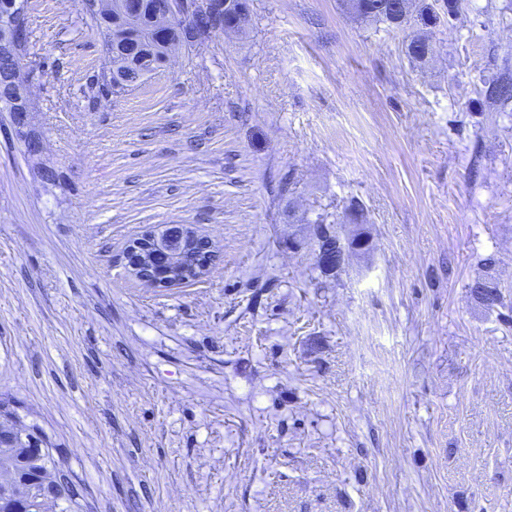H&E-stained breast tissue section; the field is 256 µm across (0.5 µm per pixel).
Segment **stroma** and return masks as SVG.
<instances>
[{"instance_id":"obj_1","label":"stroma","mask_w":512,"mask_h":512,"mask_svg":"<svg viewBox=\"0 0 512 512\" xmlns=\"http://www.w3.org/2000/svg\"><path fill=\"white\" fill-rule=\"evenodd\" d=\"M249 4L247 37L104 98L81 0H27L42 149L0 112V399L90 512H512V0L399 29ZM353 200L371 247L325 275L313 226ZM163 224L211 239L207 276L129 273ZM491 285V286H488ZM471 291L475 298L487 309H494L498 305L502 303V296L498 286L489 281L477 282L473 286H471ZM478 288H487L483 289L482 292L478 291Z\"/></svg>"}]
</instances>
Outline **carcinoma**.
<instances>
[{"instance_id": "obj_1", "label": "carcinoma", "mask_w": 512, "mask_h": 512, "mask_svg": "<svg viewBox=\"0 0 512 512\" xmlns=\"http://www.w3.org/2000/svg\"><path fill=\"white\" fill-rule=\"evenodd\" d=\"M390 0H366L356 15L367 21L394 22ZM487 309L502 304L488 281L472 286ZM84 492L64 451L36 425L24 429L0 424V512H84Z\"/></svg>"}]
</instances>
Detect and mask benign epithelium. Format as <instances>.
I'll use <instances>...</instances> for the list:
<instances>
[{
	"mask_svg": "<svg viewBox=\"0 0 512 512\" xmlns=\"http://www.w3.org/2000/svg\"><path fill=\"white\" fill-rule=\"evenodd\" d=\"M88 6L93 14L111 18L114 29L139 31L134 50L115 37L106 43L110 67L103 79L119 90L130 88L150 74L143 66L149 53H163V63L167 64L181 51L198 44L195 28L200 20L233 8L234 0H90ZM23 16L24 0H0V64L12 73L9 84L0 90V109L9 112L19 125L30 114V85L21 69L27 49ZM196 236L190 224H168L138 235L126 248L130 273L153 288H171L201 278L213 260L205 257L191 265L186 263ZM368 246L361 235L338 236L332 250H319L318 260L323 269L337 273L348 253L364 251Z\"/></svg>",
	"mask_w": 512,
	"mask_h": 512,
	"instance_id": "1",
	"label": "benign epithelium"
}]
</instances>
